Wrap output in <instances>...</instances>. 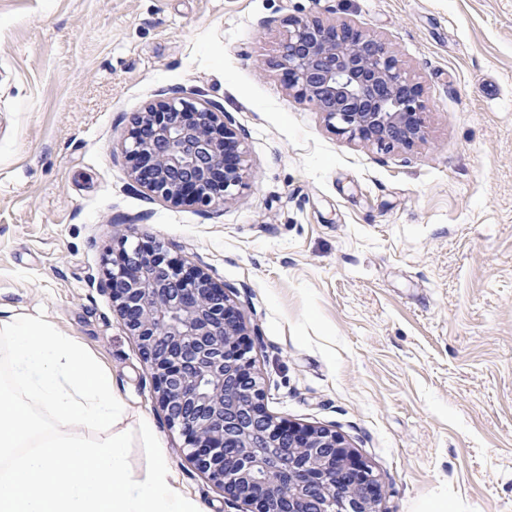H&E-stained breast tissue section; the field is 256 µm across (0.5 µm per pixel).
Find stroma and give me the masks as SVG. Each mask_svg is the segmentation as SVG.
Returning a JSON list of instances; mask_svg holds the SVG:
<instances>
[{
	"label": "stroma",
	"instance_id": "stroma-1",
	"mask_svg": "<svg viewBox=\"0 0 512 512\" xmlns=\"http://www.w3.org/2000/svg\"><path fill=\"white\" fill-rule=\"evenodd\" d=\"M384 41L425 138L336 134L279 70L285 22ZM178 95L227 112L251 166L223 206L151 199L122 144ZM232 288L268 410L371 466L382 512L447 498L512 512V0H0V304L44 314L108 369L175 485L238 512L186 459L112 306L119 234Z\"/></svg>",
	"mask_w": 512,
	"mask_h": 512
}]
</instances>
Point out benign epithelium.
I'll list each match as a JSON object with an SVG mask.
<instances>
[{"label":"benign epithelium","mask_w":512,"mask_h":512,"mask_svg":"<svg viewBox=\"0 0 512 512\" xmlns=\"http://www.w3.org/2000/svg\"><path fill=\"white\" fill-rule=\"evenodd\" d=\"M271 65L336 133L381 150L425 138L421 86L382 40L349 23L291 17ZM131 176L172 204L218 205L249 185L242 140L208 102L167 97L137 114L123 145ZM112 303L154 380L186 457L243 512H380L382 487L338 433L279 421L265 405L242 311L163 244L123 237L106 270Z\"/></svg>","instance_id":"obj_1"}]
</instances>
